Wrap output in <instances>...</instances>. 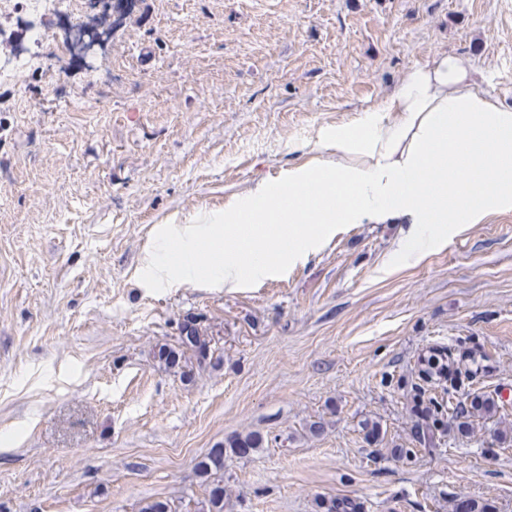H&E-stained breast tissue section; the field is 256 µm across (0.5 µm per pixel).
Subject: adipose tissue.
I'll list each match as a JSON object with an SVG mask.
<instances>
[{"instance_id": "obj_1", "label": "adipose tissue", "mask_w": 512, "mask_h": 512, "mask_svg": "<svg viewBox=\"0 0 512 512\" xmlns=\"http://www.w3.org/2000/svg\"><path fill=\"white\" fill-rule=\"evenodd\" d=\"M401 115L398 123L386 113ZM336 161L267 182L206 224H165L142 259L148 285L238 288L301 260L331 225L394 220L415 225L425 244L452 224H479L512 211V106L477 85L465 62L441 53L410 71L357 124L325 134ZM238 246L224 249L225 228ZM211 264L194 268V253Z\"/></svg>"}]
</instances>
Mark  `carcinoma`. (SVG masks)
I'll return each mask as SVG.
<instances>
[{
	"instance_id": "carcinoma-1",
	"label": "carcinoma",
	"mask_w": 512,
	"mask_h": 512,
	"mask_svg": "<svg viewBox=\"0 0 512 512\" xmlns=\"http://www.w3.org/2000/svg\"><path fill=\"white\" fill-rule=\"evenodd\" d=\"M213 338L200 325L199 317L186 316L179 325L178 344H161L155 352L158 364L166 370L180 366L186 351L198 359H213ZM462 347L435 344L419 356L417 382L410 397L413 441L422 444L440 435L466 436L476 418L490 420L503 408L501 395L470 389L478 373L484 370L481 361L486 355ZM365 440L378 442L382 434L380 422L366 419L360 423ZM493 442L501 448L512 447V426H497L489 431ZM263 439L249 434L235 437L219 445L198 463L199 476L206 485L203 512H224V484L218 475L224 471V458L245 455L261 447Z\"/></svg>"
}]
</instances>
